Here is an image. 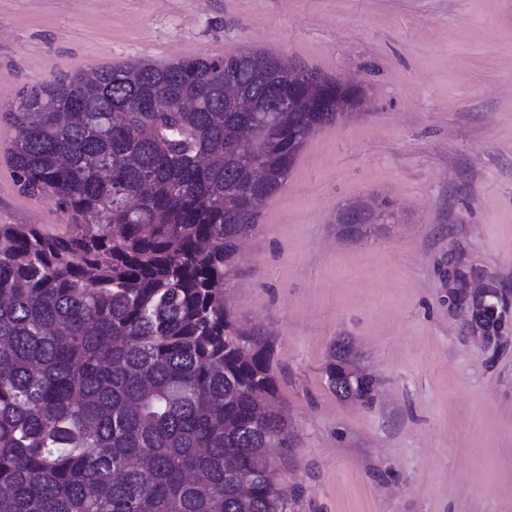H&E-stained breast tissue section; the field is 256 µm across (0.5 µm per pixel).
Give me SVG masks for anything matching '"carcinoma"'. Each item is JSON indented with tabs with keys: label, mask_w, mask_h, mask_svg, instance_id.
Segmentation results:
<instances>
[{
	"label": "carcinoma",
	"mask_w": 512,
	"mask_h": 512,
	"mask_svg": "<svg viewBox=\"0 0 512 512\" xmlns=\"http://www.w3.org/2000/svg\"><path fill=\"white\" fill-rule=\"evenodd\" d=\"M299 71L290 91L260 50L140 61L56 77L8 113L17 185L68 227L0 224V512H288L273 345L224 292L256 226L246 201L279 191L337 101L360 104ZM393 219L356 203L338 223ZM325 373L338 398L374 401L350 348Z\"/></svg>",
	"instance_id": "carcinoma-1"
}]
</instances>
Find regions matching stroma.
<instances>
[{"instance_id": "stroma-1", "label": "stroma", "mask_w": 512, "mask_h": 512, "mask_svg": "<svg viewBox=\"0 0 512 512\" xmlns=\"http://www.w3.org/2000/svg\"><path fill=\"white\" fill-rule=\"evenodd\" d=\"M245 48L364 93L308 140L226 290L274 345L289 512H512V0H0V224H67L15 183L23 90ZM382 200L395 223L337 224ZM338 343L373 404L330 389Z\"/></svg>"}]
</instances>
